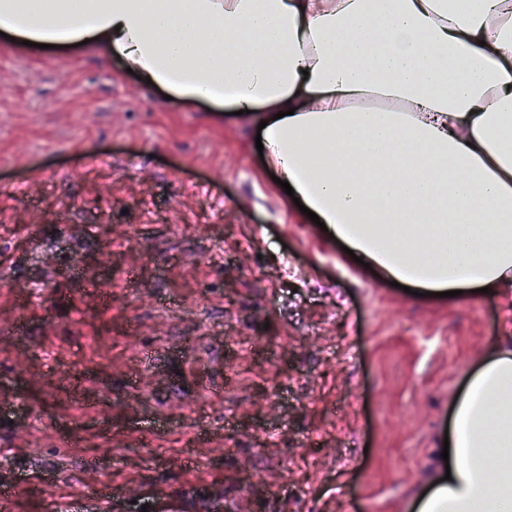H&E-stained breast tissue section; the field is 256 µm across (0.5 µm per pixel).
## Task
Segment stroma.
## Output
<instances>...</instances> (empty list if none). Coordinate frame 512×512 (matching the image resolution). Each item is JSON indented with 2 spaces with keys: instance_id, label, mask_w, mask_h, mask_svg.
I'll use <instances>...</instances> for the list:
<instances>
[{
  "instance_id": "35a3bbf8",
  "label": "stroma",
  "mask_w": 512,
  "mask_h": 512,
  "mask_svg": "<svg viewBox=\"0 0 512 512\" xmlns=\"http://www.w3.org/2000/svg\"><path fill=\"white\" fill-rule=\"evenodd\" d=\"M256 135L0 39V512H406L501 303L358 267Z\"/></svg>"
}]
</instances>
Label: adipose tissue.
Returning a JSON list of instances; mask_svg holds the SVG:
<instances>
[{"label":"adipose tissue","instance_id":"ef3b65f1","mask_svg":"<svg viewBox=\"0 0 512 512\" xmlns=\"http://www.w3.org/2000/svg\"><path fill=\"white\" fill-rule=\"evenodd\" d=\"M0 32L245 111L270 168L386 279L499 296L409 512H512V0H0Z\"/></svg>","mask_w":512,"mask_h":512}]
</instances>
